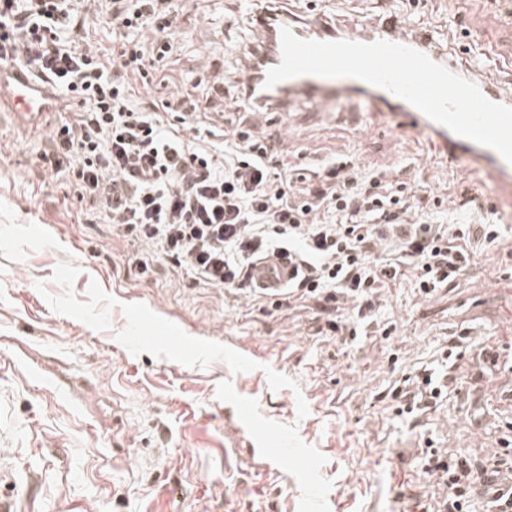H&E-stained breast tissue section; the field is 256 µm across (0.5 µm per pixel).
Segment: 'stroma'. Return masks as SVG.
I'll return each mask as SVG.
<instances>
[{"mask_svg": "<svg viewBox=\"0 0 512 512\" xmlns=\"http://www.w3.org/2000/svg\"><path fill=\"white\" fill-rule=\"evenodd\" d=\"M251 0H184L164 72L145 93L210 95L205 128L279 141L296 172L336 157L419 187L426 200L473 188L482 172L447 164L421 137L386 126L375 104L307 97L286 112H243L236 84ZM512 0H303L338 25L393 13L435 32L460 66L474 32L489 72L512 80ZM59 112L34 126L0 106V498L16 512H414L441 496L421 449L492 454L512 437V208L437 220L498 224L501 243L470 239L473 264L421 297L411 278L376 293L378 328L343 345L317 329L318 300L275 310L222 288L192 286L146 246L118 238L67 177L46 167ZM152 271H138L140 261ZM457 398L411 423L379 401L393 381L433 364L459 336ZM288 452L276 454L279 441Z\"/></svg>", "mask_w": 512, "mask_h": 512, "instance_id": "1", "label": "stroma"}]
</instances>
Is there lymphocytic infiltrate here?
Here are the masks:
<instances>
[{
  "label": "lymphocytic infiltrate",
  "instance_id": "lymphocytic-infiltrate-1",
  "mask_svg": "<svg viewBox=\"0 0 512 512\" xmlns=\"http://www.w3.org/2000/svg\"><path fill=\"white\" fill-rule=\"evenodd\" d=\"M97 0H0V71H19L60 95L73 117L44 161L67 173L74 196L96 204L119 237L146 244L195 284L257 293L260 255H287L296 278L275 309L298 299L349 303L352 318L376 321L379 283L412 273L432 297L473 262L465 225L442 224L405 182L332 160L293 182L282 151L263 135L193 143L202 127L185 112L190 93L160 101L139 94L171 55L174 0H110L112 55L81 38ZM391 247L394 259L376 260ZM455 376L426 369L396 381L397 415L420 419L447 399ZM425 473L445 490L423 512H472L486 476L512 466L496 453L425 449Z\"/></svg>",
  "mask_w": 512,
  "mask_h": 512
}]
</instances>
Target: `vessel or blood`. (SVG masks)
Returning <instances> with one entry per match:
<instances>
[{"label": "vessel or blood", "instance_id": "1", "mask_svg": "<svg viewBox=\"0 0 512 512\" xmlns=\"http://www.w3.org/2000/svg\"><path fill=\"white\" fill-rule=\"evenodd\" d=\"M288 28L302 39L335 41L348 40L370 43L386 40L413 48L427 55L434 62L454 69L455 64L439 52L432 36L420 33L417 23L400 21L391 17L378 23H355L347 28H336L322 14L303 19H291ZM274 48L259 66L246 72L244 79L256 101H279L284 93L304 94L314 99L321 109H328L336 98H361L388 108V117L396 121L401 130L428 138L447 163L463 170H481L492 185L496 197L512 201V163L506 162L495 150L464 139L441 124L431 120L415 107L392 93L355 78H323L302 75L265 88L268 70L279 65L281 59L280 30H273ZM475 85L490 101L512 107V95L504 94L498 81L488 75L475 77ZM8 96L21 118L42 121L50 113V107L39 88L25 76L15 77ZM293 267L287 255L275 254L258 259L252 269L255 287L279 290L287 287Z\"/></svg>", "mask_w": 512, "mask_h": 512}]
</instances>
